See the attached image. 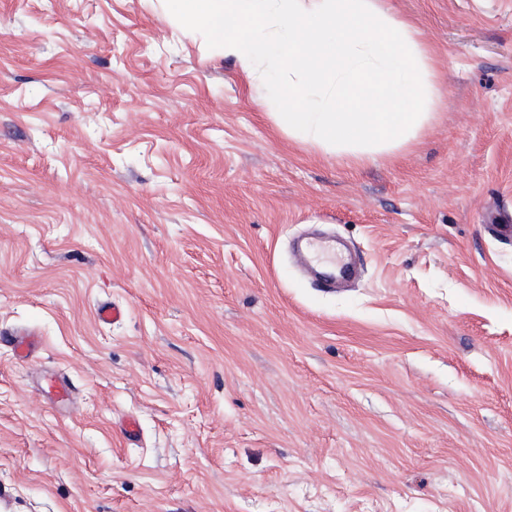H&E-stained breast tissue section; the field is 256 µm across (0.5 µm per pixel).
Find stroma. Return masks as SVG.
<instances>
[{"instance_id":"35a3bbf8","label":"stroma","mask_w":512,"mask_h":512,"mask_svg":"<svg viewBox=\"0 0 512 512\" xmlns=\"http://www.w3.org/2000/svg\"><path fill=\"white\" fill-rule=\"evenodd\" d=\"M387 4L443 96L355 164L156 0H0V512H512V0Z\"/></svg>"}]
</instances>
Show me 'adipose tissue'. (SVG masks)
<instances>
[{
  "instance_id": "adipose-tissue-1",
  "label": "adipose tissue",
  "mask_w": 512,
  "mask_h": 512,
  "mask_svg": "<svg viewBox=\"0 0 512 512\" xmlns=\"http://www.w3.org/2000/svg\"><path fill=\"white\" fill-rule=\"evenodd\" d=\"M265 92L279 129L355 159L392 154L435 118L442 83L415 22L383 0H159Z\"/></svg>"
}]
</instances>
